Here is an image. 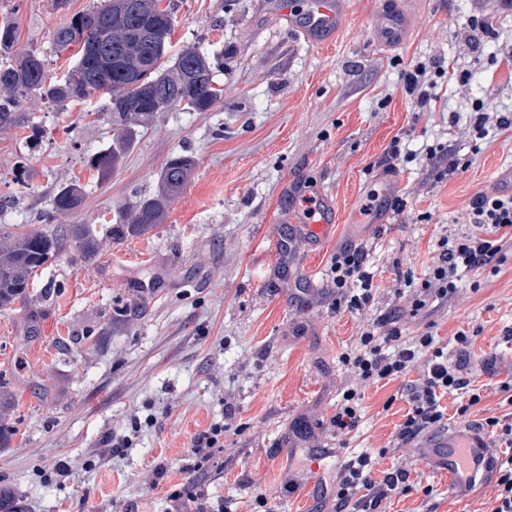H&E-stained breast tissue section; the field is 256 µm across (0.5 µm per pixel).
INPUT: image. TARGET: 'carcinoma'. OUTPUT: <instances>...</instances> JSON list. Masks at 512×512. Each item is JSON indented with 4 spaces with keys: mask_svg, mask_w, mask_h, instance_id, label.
Listing matches in <instances>:
<instances>
[{
    "mask_svg": "<svg viewBox=\"0 0 512 512\" xmlns=\"http://www.w3.org/2000/svg\"><path fill=\"white\" fill-rule=\"evenodd\" d=\"M175 7V0H103L101 6L72 16L53 36L61 51L77 48L74 63L61 77L49 73L47 60L37 51L16 53L14 61L0 65V130L23 122L20 106L32 96L63 108L96 93L106 95L112 144L88 160L105 181L161 112L173 106L210 110L221 99L214 85L216 64L195 47L168 56ZM16 40L14 27L0 23V55L11 51ZM195 166L190 154L171 156L160 171L157 191L125 206L117 224L101 229L62 224L0 235V309L28 300L30 280L55 257L62 240H72L81 259L92 263L105 243L138 238L159 227ZM83 200L84 188L68 182L56 189L53 209L65 214L79 209Z\"/></svg>",
    "mask_w": 512,
    "mask_h": 512,
    "instance_id": "obj_1",
    "label": "carcinoma"
}]
</instances>
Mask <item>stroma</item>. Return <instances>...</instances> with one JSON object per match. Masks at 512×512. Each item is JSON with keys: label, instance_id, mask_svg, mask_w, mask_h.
Here are the masks:
<instances>
[{"label": "stroma", "instance_id": "1", "mask_svg": "<svg viewBox=\"0 0 512 512\" xmlns=\"http://www.w3.org/2000/svg\"><path fill=\"white\" fill-rule=\"evenodd\" d=\"M100 0H0L17 46L34 49L52 75L66 69L53 34ZM174 48L222 54L214 79L224 95L208 112L172 107L139 136L105 181L87 161L112 142L107 98L52 109L32 98L21 126L0 130V231L49 224H112L119 208L154 192L168 157L197 166L158 228L113 244L92 264L64 242L29 289L32 300L0 310V385L16 396L11 436L0 450V486L28 512H171L198 460L196 432L224 425V466L202 485L211 512H292L307 496L312 470L328 474L351 449L378 452L393 441L409 405L407 379L364 385V418L348 447L329 424L353 377L343 352L360 326L412 296L440 237L473 230L465 214L480 192L512 172V131L478 140L469 115L478 102L512 111V8L503 0H352L342 30L325 47L307 43L271 0H176ZM411 18L400 46L373 41L375 21L392 8ZM494 18L499 37L472 46L469 16ZM468 72L467 83L439 79L437 97L416 108L401 74L435 58ZM406 158L393 172L391 143ZM443 143L464 172L439 178L426 158ZM79 183L82 206L54 213L56 187ZM401 208L362 215L369 190ZM328 196L338 221L322 240L299 228L304 200ZM365 247L378 268L373 298L359 314L337 307L327 273L341 247ZM502 265L463 280L430 316L406 318L404 334L431 330L441 340L471 335L468 370L485 389L486 415L507 408L512 382V248ZM38 332L29 335L27 326ZM312 435L287 454L273 445L296 418ZM127 447H119V440ZM333 449L313 461L311 451ZM68 475L54 471L59 462ZM381 469L406 468L412 488L386 512H472L490 486L448 489L439 465L418 449L388 453ZM301 482L285 491L286 471ZM432 487L424 496L423 487ZM274 489L267 504L258 488Z\"/></svg>", "mask_w": 512, "mask_h": 512}]
</instances>
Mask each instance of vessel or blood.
<instances>
[{
    "label": "vessel or blood",
    "mask_w": 512,
    "mask_h": 512,
    "mask_svg": "<svg viewBox=\"0 0 512 512\" xmlns=\"http://www.w3.org/2000/svg\"><path fill=\"white\" fill-rule=\"evenodd\" d=\"M349 10V0H307L299 27L305 39L315 45H326L341 28ZM411 27L409 16L394 8L387 12L372 37L386 47L400 45ZM318 220L308 221L313 237L326 234L335 221V209L330 199L317 200ZM426 459L443 463L448 471V488L458 492L485 471L492 456V447L485 435L474 426H465L427 439L423 444Z\"/></svg>",
    "instance_id": "obj_1"
}]
</instances>
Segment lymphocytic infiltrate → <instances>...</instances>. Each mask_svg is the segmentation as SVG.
Returning <instances> with one entry per match:
<instances>
[{
    "label": "lymphocytic infiltrate",
    "instance_id": "lymphocytic-infiltrate-1",
    "mask_svg": "<svg viewBox=\"0 0 512 512\" xmlns=\"http://www.w3.org/2000/svg\"><path fill=\"white\" fill-rule=\"evenodd\" d=\"M435 69L438 78L455 76L454 65L435 60L432 66H413L402 74L404 91L419 107L433 98L436 80L426 77ZM468 223L475 230L465 236L440 238L428 279L408 307L397 308L380 321L379 327L362 328L360 348L351 362V371L362 383L391 382L411 370L419 376L407 388L410 408L395 436V447H402L423 431L440 424L446 409L445 396L459 399L457 413L469 416L483 399L481 389L450 363L446 345L432 332L404 337L398 325L403 315L418 316L426 309L446 302L457 291V283L497 261L504 247L512 245V195L477 194L466 210ZM377 272L369 254L358 246L342 248L333 258L329 277L336 290L337 303L358 314L369 305ZM492 437L505 445V456L490 467L492 494L483 498L476 512H512V411L486 418ZM378 457L369 453L351 455L330 478L333 489L332 512H383L382 506L399 491L409 488L410 473L398 468L376 477Z\"/></svg>",
    "mask_w": 512,
    "mask_h": 512
}]
</instances>
